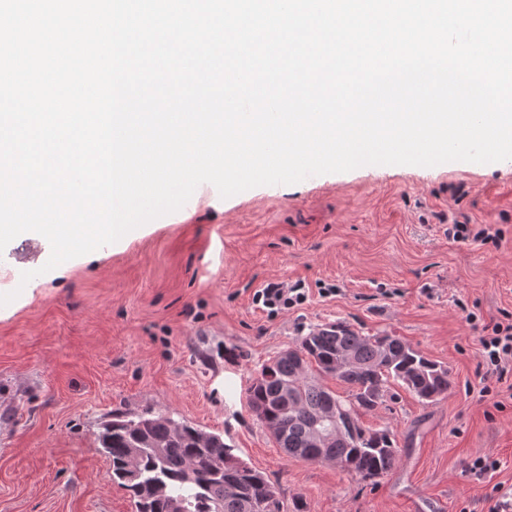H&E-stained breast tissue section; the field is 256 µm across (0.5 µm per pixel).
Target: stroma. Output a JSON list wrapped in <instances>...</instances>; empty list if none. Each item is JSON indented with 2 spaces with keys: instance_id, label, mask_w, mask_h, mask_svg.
I'll use <instances>...</instances> for the list:
<instances>
[{
  "instance_id": "1",
  "label": "stroma",
  "mask_w": 512,
  "mask_h": 512,
  "mask_svg": "<svg viewBox=\"0 0 512 512\" xmlns=\"http://www.w3.org/2000/svg\"><path fill=\"white\" fill-rule=\"evenodd\" d=\"M452 224L503 238L457 241ZM102 251L55 278L38 233L0 251V292L25 271L37 284L0 319V512H134L99 424L148 407L222 434L286 512L297 500L305 512H489L494 486L512 490V370L491 395L479 383L483 328L512 312V159L366 165L226 199L197 191ZM296 280L304 304L274 317L254 305L267 283ZM336 321L401 336L451 374L434 404L398 387L362 413L399 448L373 483L285 456L246 404L263 364ZM479 455L500 469L467 472Z\"/></svg>"
}]
</instances>
